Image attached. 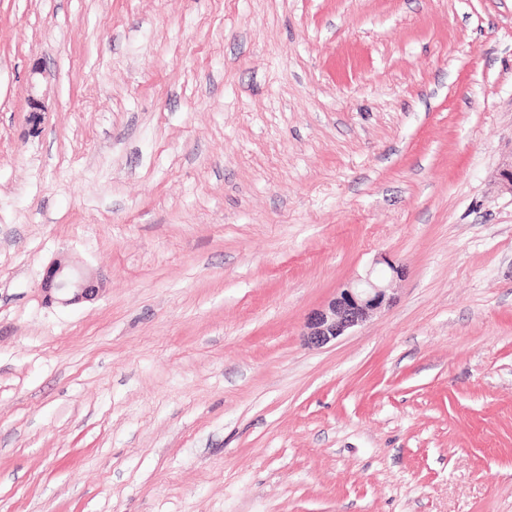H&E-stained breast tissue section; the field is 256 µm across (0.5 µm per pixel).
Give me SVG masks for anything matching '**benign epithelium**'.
I'll return each mask as SVG.
<instances>
[{"label":"benign epithelium","instance_id":"7a95c632","mask_svg":"<svg viewBox=\"0 0 512 512\" xmlns=\"http://www.w3.org/2000/svg\"><path fill=\"white\" fill-rule=\"evenodd\" d=\"M381 264L384 268H372L343 285L326 306L307 317L303 336L309 344L329 343L392 301L388 280L400 276L403 266L390 258L382 259ZM41 291L50 302L67 306L96 299L100 286L94 275L60 258L44 274Z\"/></svg>","mask_w":512,"mask_h":512}]
</instances>
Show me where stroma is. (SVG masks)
<instances>
[{
	"label": "stroma",
	"instance_id": "obj_1",
	"mask_svg": "<svg viewBox=\"0 0 512 512\" xmlns=\"http://www.w3.org/2000/svg\"><path fill=\"white\" fill-rule=\"evenodd\" d=\"M511 163L512 0H0V512H512ZM100 289L94 275L61 258L52 263L41 282V291L51 303L66 306L92 301L98 297ZM376 264H383L385 268L376 270L373 267L364 276H358L338 288L326 306L307 317L303 336L308 344L323 346L329 343L392 301L388 280L399 277L403 266L390 258Z\"/></svg>",
	"mask_w": 512,
	"mask_h": 512
}]
</instances>
